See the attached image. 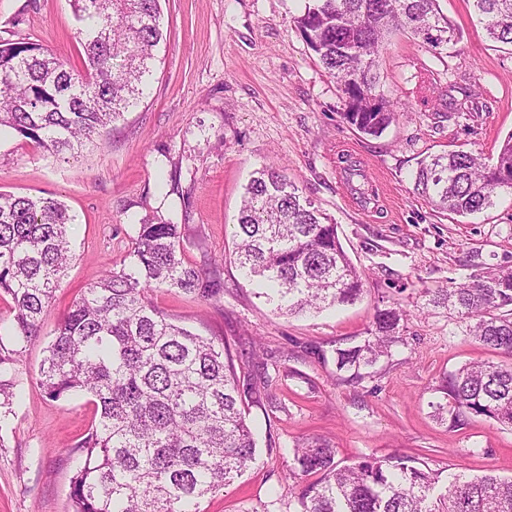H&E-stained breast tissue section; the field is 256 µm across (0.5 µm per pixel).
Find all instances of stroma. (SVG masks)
<instances>
[{"label": "stroma", "mask_w": 512, "mask_h": 512, "mask_svg": "<svg viewBox=\"0 0 512 512\" xmlns=\"http://www.w3.org/2000/svg\"><path fill=\"white\" fill-rule=\"evenodd\" d=\"M305 0H162L166 40L146 98L78 154L51 157L18 137L0 139V192L52 197L75 222L73 261L39 341L13 375L22 395L0 419V512H70L69 455L96 409L90 396L50 399L37 384L44 349L72 301L132 247L140 224L169 221L186 262L217 272L223 290L203 302L160 289L153 303L174 323L223 342L242 391L258 461L205 496L201 512H262L291 502L296 442L319 438L339 464L399 453L432 469L512 477V428L483 416L453 427L433 416L439 386L461 365L506 362L422 293L512 264V194L467 217L438 213L413 190L420 158L448 150L495 161L512 133V47L490 41L470 0H439L457 29L436 57L409 35L380 58V90L395 121L377 138L352 129L335 80L294 19ZM69 0H0V38H27L81 67ZM467 111H457L459 102ZM272 164L338 226L364 274L354 303L286 315L259 297L234 254L244 187ZM406 316L402 343L358 383L336 379L322 352L363 340L377 305Z\"/></svg>", "instance_id": "1"}]
</instances>
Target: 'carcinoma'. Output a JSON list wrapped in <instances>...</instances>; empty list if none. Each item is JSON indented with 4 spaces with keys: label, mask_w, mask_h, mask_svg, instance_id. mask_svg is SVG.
<instances>
[{
    "label": "carcinoma",
    "mask_w": 512,
    "mask_h": 512,
    "mask_svg": "<svg viewBox=\"0 0 512 512\" xmlns=\"http://www.w3.org/2000/svg\"><path fill=\"white\" fill-rule=\"evenodd\" d=\"M438 0H306L296 28L336 79L343 118L380 136L396 117L372 105L378 59L389 35L408 33L433 54L459 36ZM84 70L66 67L37 42L0 39V131L55 156L102 137L143 98L164 43L160 0H71ZM487 36L512 47V0H472ZM414 191L441 213H481L512 192V134L496 160L444 151L417 162ZM66 206L52 198L0 193V294L11 299L17 345L0 355V373L38 338L54 293L73 260ZM235 255L259 295L290 315L351 304L363 277L337 225L298 193L274 165L245 187ZM155 288L208 301L221 282L185 261L178 225H140L120 264L75 299L44 349L37 383L53 399L83 393L96 420L70 453L71 512H200L199 501L257 461V443L224 343L167 319L149 300ZM427 305L448 311L483 345L512 356V266L465 282L425 289ZM404 311L376 309L368 337L332 349L336 376L359 382L391 353ZM434 416L455 426L466 414L512 427V362L469 363L448 376ZM292 475L317 479L296 512H512V477L443 474L402 454L339 466L316 438L292 449Z\"/></svg>",
    "instance_id": "obj_1"
}]
</instances>
